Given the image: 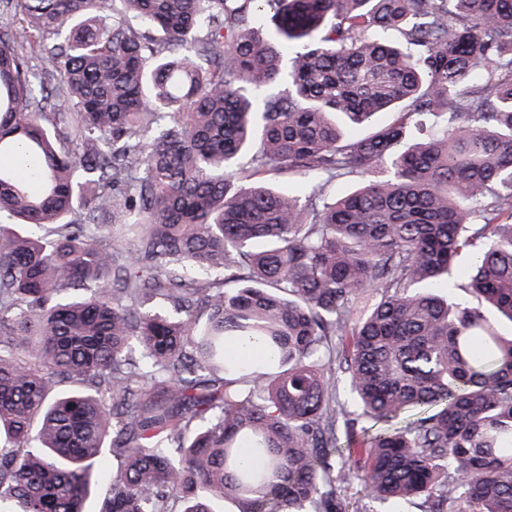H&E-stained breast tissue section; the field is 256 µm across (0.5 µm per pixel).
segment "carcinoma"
Returning a JSON list of instances; mask_svg holds the SVG:
<instances>
[{
  "label": "carcinoma",
  "instance_id": "carcinoma-1",
  "mask_svg": "<svg viewBox=\"0 0 512 512\" xmlns=\"http://www.w3.org/2000/svg\"><path fill=\"white\" fill-rule=\"evenodd\" d=\"M1 14L0 512H512V0Z\"/></svg>",
  "mask_w": 512,
  "mask_h": 512
}]
</instances>
